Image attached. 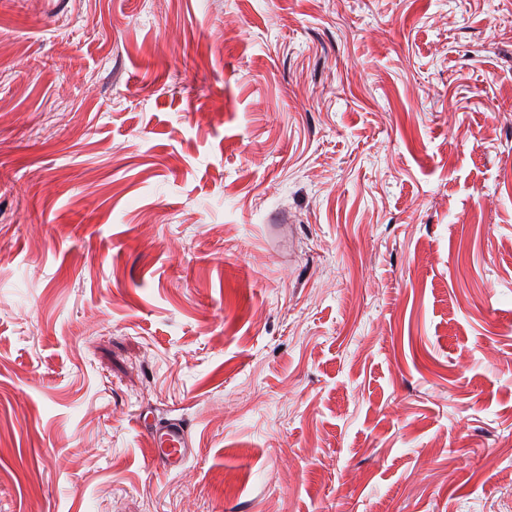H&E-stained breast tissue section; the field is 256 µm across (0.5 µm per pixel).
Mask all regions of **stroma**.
Segmentation results:
<instances>
[{
	"instance_id": "stroma-1",
	"label": "stroma",
	"mask_w": 512,
	"mask_h": 512,
	"mask_svg": "<svg viewBox=\"0 0 512 512\" xmlns=\"http://www.w3.org/2000/svg\"><path fill=\"white\" fill-rule=\"evenodd\" d=\"M508 439L512 0H0V512H512ZM137 423L152 441L154 459L166 470L180 469L193 454L189 431L182 420L168 419L162 423H154L140 413Z\"/></svg>"
}]
</instances>
